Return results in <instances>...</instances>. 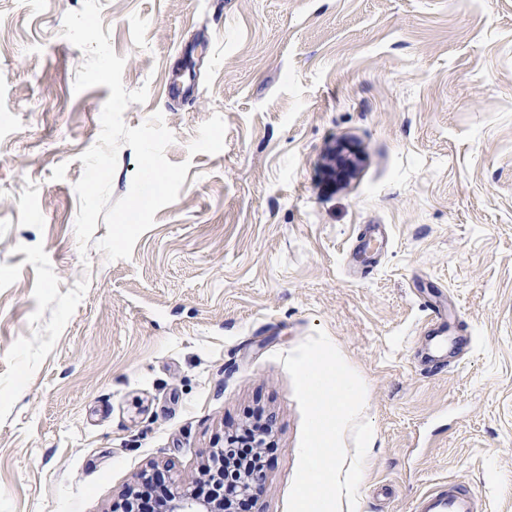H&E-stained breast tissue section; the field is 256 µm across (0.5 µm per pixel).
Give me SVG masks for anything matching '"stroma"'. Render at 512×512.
I'll return each mask as SVG.
<instances>
[{
	"label": "stroma",
	"instance_id": "obj_1",
	"mask_svg": "<svg viewBox=\"0 0 512 512\" xmlns=\"http://www.w3.org/2000/svg\"><path fill=\"white\" fill-rule=\"evenodd\" d=\"M125 123L161 113L177 200L125 260L75 233L110 90L75 92L83 0H0V512H119L262 420L287 512L302 414L281 355L323 330L367 389L356 512L456 480L512 512V0H98ZM193 77L186 102L168 80ZM432 295L467 344L412 357Z\"/></svg>",
	"mask_w": 512,
	"mask_h": 512
}]
</instances>
